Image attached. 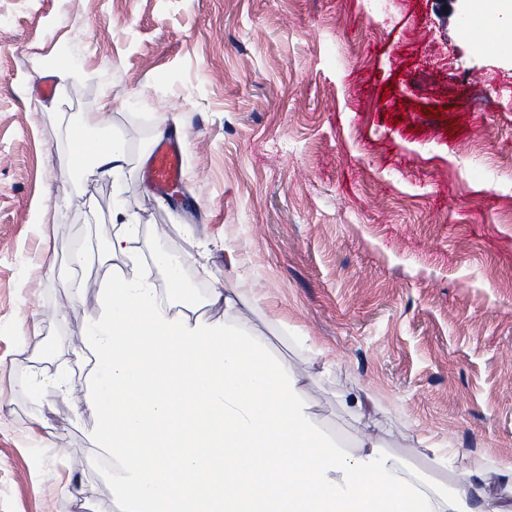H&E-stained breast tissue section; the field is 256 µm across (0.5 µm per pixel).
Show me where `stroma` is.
<instances>
[{
	"label": "stroma",
	"mask_w": 512,
	"mask_h": 512,
	"mask_svg": "<svg viewBox=\"0 0 512 512\" xmlns=\"http://www.w3.org/2000/svg\"><path fill=\"white\" fill-rule=\"evenodd\" d=\"M461 14L0 0V512H122L88 404L87 322L116 274L302 367L315 424L348 451L371 438L451 491L478 462L490 492L512 493L494 477L512 462V48L460 38ZM50 60L67 75L46 97ZM96 111L129 145L114 178L70 166L67 128ZM159 112L196 208L142 178ZM118 201L139 226L133 262L109 255ZM158 250L183 262L185 290ZM216 288L246 289L248 319L210 305ZM58 365L67 393L33 397ZM366 395L361 420L345 403Z\"/></svg>",
	"instance_id": "obj_1"
}]
</instances>
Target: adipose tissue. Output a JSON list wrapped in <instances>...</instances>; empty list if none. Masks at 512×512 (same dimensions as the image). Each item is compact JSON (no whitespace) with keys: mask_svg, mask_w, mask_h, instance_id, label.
Returning a JSON list of instances; mask_svg holds the SVG:
<instances>
[{"mask_svg":"<svg viewBox=\"0 0 512 512\" xmlns=\"http://www.w3.org/2000/svg\"><path fill=\"white\" fill-rule=\"evenodd\" d=\"M97 128L91 112L71 126L75 167L121 172L125 142ZM98 301L90 402L124 512H466L470 483L450 496L371 442L351 454L325 436L287 360L222 323L171 315L141 283H112Z\"/></svg>","mask_w":512,"mask_h":512,"instance_id":"adipose-tissue-1","label":"adipose tissue"}]
</instances>
